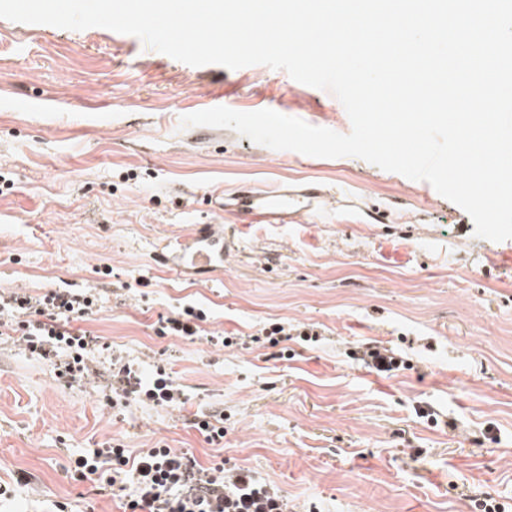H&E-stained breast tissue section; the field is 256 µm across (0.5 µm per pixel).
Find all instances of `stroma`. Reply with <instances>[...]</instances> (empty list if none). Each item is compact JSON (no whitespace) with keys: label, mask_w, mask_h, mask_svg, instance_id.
I'll use <instances>...</instances> for the list:
<instances>
[{"label":"stroma","mask_w":512,"mask_h":512,"mask_svg":"<svg viewBox=\"0 0 512 512\" xmlns=\"http://www.w3.org/2000/svg\"><path fill=\"white\" fill-rule=\"evenodd\" d=\"M224 99L352 129L335 96L282 70L194 67L105 28L0 18V173L13 182L0 194V295H99L82 323L96 338L82 382L0 335V481L27 476L0 512H123L124 492L66 474L73 455L109 445L223 461L288 512H473L485 496L512 512V239L475 237L461 207L363 159L181 127ZM310 179L389 210L388 223L331 206L297 224L227 225L230 259L204 282L160 263L208 223L209 190ZM187 306L235 344L155 335L159 316ZM276 322L320 338L270 346L260 334ZM369 347L403 367L356 360ZM116 356L146 379L164 366L184 405H107ZM218 413L215 448L193 420Z\"/></svg>","instance_id":"1"}]
</instances>
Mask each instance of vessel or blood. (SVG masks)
Wrapping results in <instances>:
<instances>
[{
    "label": "vessel or blood",
    "instance_id": "1",
    "mask_svg": "<svg viewBox=\"0 0 512 512\" xmlns=\"http://www.w3.org/2000/svg\"><path fill=\"white\" fill-rule=\"evenodd\" d=\"M327 197L324 186L314 182L285 183L270 189L244 185L229 194L221 190L208 193L213 223L198 225L190 239L176 243L164 262L176 270L199 273L222 269L224 218L236 224H293L319 209Z\"/></svg>",
    "mask_w": 512,
    "mask_h": 512
}]
</instances>
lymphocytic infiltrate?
<instances>
[{"label": "lymphocytic infiltrate", "instance_id": "1", "mask_svg": "<svg viewBox=\"0 0 512 512\" xmlns=\"http://www.w3.org/2000/svg\"><path fill=\"white\" fill-rule=\"evenodd\" d=\"M97 298L92 290L51 291L41 296L12 293L0 296V318L18 333L25 350L56 368L58 378L77 382L88 371L87 354L94 342L90 332L74 323L93 314ZM206 314L193 307L159 317L160 336H205L214 346H230L229 337L203 332ZM112 391L135 395L158 406L176 407L183 391L165 368L153 380H143L129 365L113 373ZM73 480L95 479L96 493L111 491L126 478H135L137 490L124 512H284L280 496L260 485L248 472L216 462L204 467L172 448H150L134 457L121 448H95L75 457L69 468Z\"/></svg>", "mask_w": 512, "mask_h": 512}]
</instances>
